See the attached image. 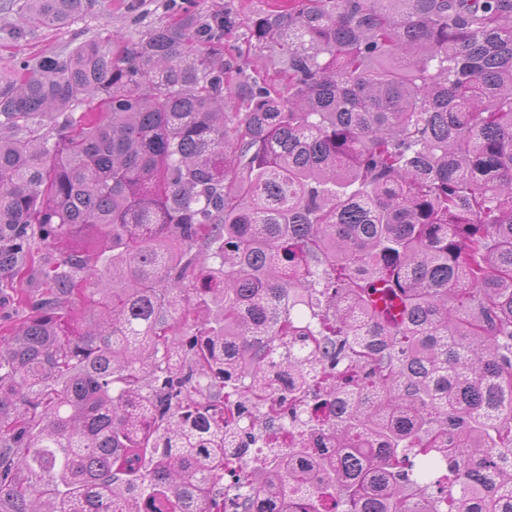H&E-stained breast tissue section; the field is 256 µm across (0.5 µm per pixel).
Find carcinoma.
<instances>
[{
	"mask_svg": "<svg viewBox=\"0 0 512 512\" xmlns=\"http://www.w3.org/2000/svg\"><path fill=\"white\" fill-rule=\"evenodd\" d=\"M235 25L0 78V274L56 254L0 336V512H226L224 411L282 388L332 447L234 512H512V0H283L250 36L283 90ZM245 65L249 72L256 71L272 76L279 69L277 52L271 48L251 51L245 59Z\"/></svg>",
	"mask_w": 512,
	"mask_h": 512,
	"instance_id": "carcinoma-1",
	"label": "carcinoma"
}]
</instances>
